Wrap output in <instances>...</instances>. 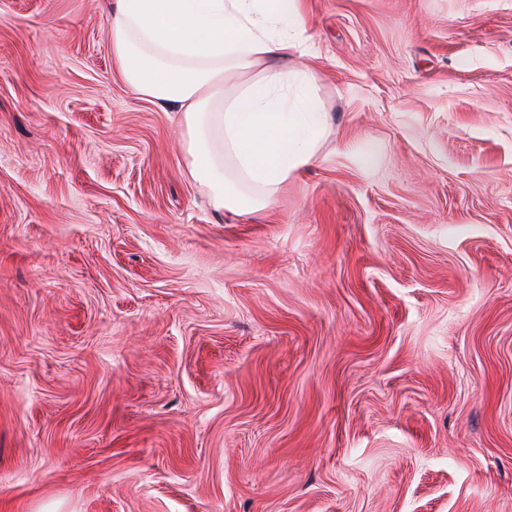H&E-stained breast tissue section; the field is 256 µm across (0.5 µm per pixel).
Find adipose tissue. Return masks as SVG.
Returning <instances> with one entry per match:
<instances>
[{
    "instance_id": "obj_1",
    "label": "adipose tissue",
    "mask_w": 512,
    "mask_h": 512,
    "mask_svg": "<svg viewBox=\"0 0 512 512\" xmlns=\"http://www.w3.org/2000/svg\"><path fill=\"white\" fill-rule=\"evenodd\" d=\"M112 61L139 97L180 112L189 173L215 209L262 214L331 132L299 0H114Z\"/></svg>"
}]
</instances>
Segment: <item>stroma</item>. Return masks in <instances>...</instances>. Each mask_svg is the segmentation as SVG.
<instances>
[{
    "mask_svg": "<svg viewBox=\"0 0 512 512\" xmlns=\"http://www.w3.org/2000/svg\"><path fill=\"white\" fill-rule=\"evenodd\" d=\"M107 3L0 0V512H512V0H301L257 218Z\"/></svg>",
    "mask_w": 512,
    "mask_h": 512,
    "instance_id": "1",
    "label": "stroma"
}]
</instances>
